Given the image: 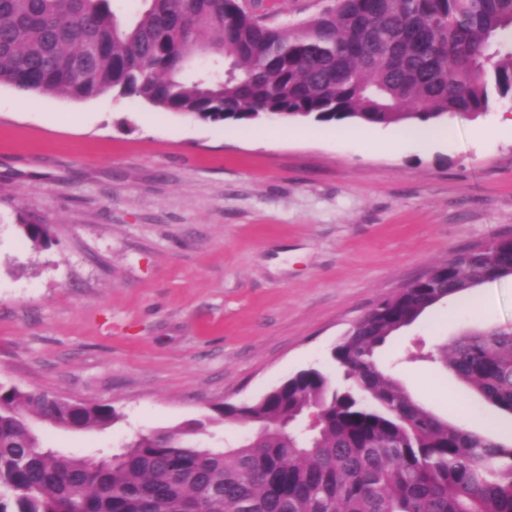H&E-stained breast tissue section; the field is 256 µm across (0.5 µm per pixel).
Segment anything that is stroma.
I'll return each instance as SVG.
<instances>
[{
	"label": "stroma",
	"instance_id": "obj_1",
	"mask_svg": "<svg viewBox=\"0 0 512 512\" xmlns=\"http://www.w3.org/2000/svg\"><path fill=\"white\" fill-rule=\"evenodd\" d=\"M331 0H248L279 22ZM512 99L445 120L448 139L385 152L395 125L347 142L308 122H204L112 94L0 86V383L111 404L104 430L45 429L93 456L140 433L254 401L331 350L379 299L448 251L512 236V134L481 126ZM48 225L36 248L23 221ZM477 313L438 304L378 364L435 415L512 440L503 417L419 347L512 327V278Z\"/></svg>",
	"mask_w": 512,
	"mask_h": 512
}]
</instances>
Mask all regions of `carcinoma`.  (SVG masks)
I'll use <instances>...</instances> for the list:
<instances>
[{
    "label": "carcinoma",
    "mask_w": 512,
    "mask_h": 512,
    "mask_svg": "<svg viewBox=\"0 0 512 512\" xmlns=\"http://www.w3.org/2000/svg\"><path fill=\"white\" fill-rule=\"evenodd\" d=\"M508 31L512 0H335L294 25L247 0H142L131 20L112 0H0V86L110 92L213 123H426L512 98ZM22 228L49 240L46 224ZM507 277L512 237L452 250L336 343L348 385L301 370L256 401L92 457L40 428L106 429L120 418L112 405L0 383V512H512V444L436 416L375 360L433 306ZM419 360L512 415L511 330L465 331ZM218 419L259 430L201 446Z\"/></svg>",
    "instance_id": "obj_1"
}]
</instances>
